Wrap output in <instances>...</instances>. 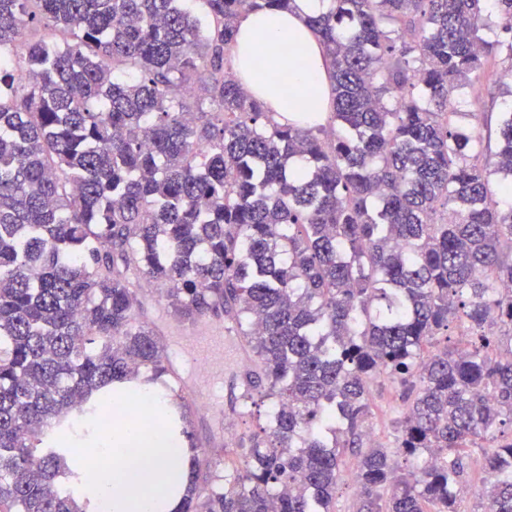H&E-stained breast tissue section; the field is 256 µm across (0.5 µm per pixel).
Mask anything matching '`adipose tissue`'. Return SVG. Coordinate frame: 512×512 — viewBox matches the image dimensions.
Here are the masks:
<instances>
[{
  "instance_id": "adipose-tissue-1",
  "label": "adipose tissue",
  "mask_w": 512,
  "mask_h": 512,
  "mask_svg": "<svg viewBox=\"0 0 512 512\" xmlns=\"http://www.w3.org/2000/svg\"><path fill=\"white\" fill-rule=\"evenodd\" d=\"M327 8L328 0H294L290 8L248 11L236 21L233 72L279 122L331 109L329 61L309 22Z\"/></svg>"
}]
</instances>
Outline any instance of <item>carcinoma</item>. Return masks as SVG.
Segmentation results:
<instances>
[{
    "instance_id": "carcinoma-1",
    "label": "carcinoma",
    "mask_w": 512,
    "mask_h": 512,
    "mask_svg": "<svg viewBox=\"0 0 512 512\" xmlns=\"http://www.w3.org/2000/svg\"><path fill=\"white\" fill-rule=\"evenodd\" d=\"M290 4L0 0V512H87L58 437L176 390L141 280L180 322L225 316L241 407L266 403L240 465L190 445L180 512H334L348 455L357 512H467L478 451L482 512H512V112L491 147L462 111L474 81L512 97V0H329L331 112L280 124L227 55L241 13ZM47 26L68 39L23 38ZM399 393V386L389 380H382L373 387L375 405L371 428L376 441L388 447L393 445V425L401 404Z\"/></svg>"
}]
</instances>
